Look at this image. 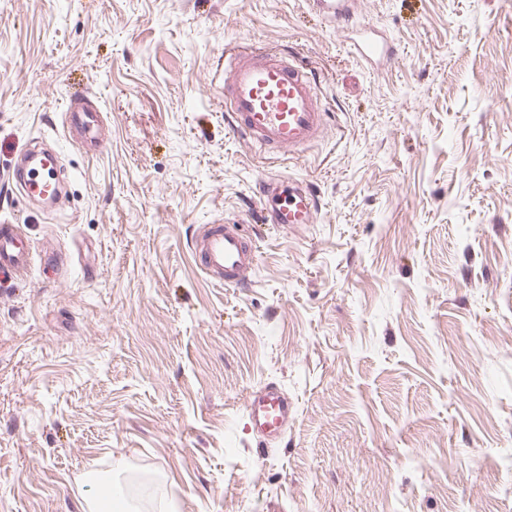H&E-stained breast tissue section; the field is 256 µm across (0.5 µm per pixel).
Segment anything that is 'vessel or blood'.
Wrapping results in <instances>:
<instances>
[{
  "mask_svg": "<svg viewBox=\"0 0 512 512\" xmlns=\"http://www.w3.org/2000/svg\"><path fill=\"white\" fill-rule=\"evenodd\" d=\"M312 8L335 24L337 31L348 27L356 0H309ZM365 62H390L395 45L377 34L373 25H362L353 43ZM224 105L231 114V130L252 147L273 155L299 154L321 141L328 130L329 116L319 103L313 75L298 65L291 54L269 47H251L226 53L224 63ZM63 131L66 138L97 140V111L69 103ZM35 152L27 147L25 161L14 169L11 180L26 197L56 194L58 167L39 171L27 165ZM263 223L313 224L317 221L318 197L303 180L266 177L256 188ZM196 255L202 271L215 283L241 288L256 263V255L241 221L204 225L196 241ZM33 255L19 226L0 223V273L24 280ZM249 422L262 438H280L293 419L294 407L278 387L268 385L252 391L245 400Z\"/></svg>",
  "mask_w": 512,
  "mask_h": 512,
  "instance_id": "1",
  "label": "vessel or blood"
}]
</instances>
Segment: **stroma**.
Returning a JSON list of instances; mask_svg holds the SVG:
<instances>
[{"instance_id": "1", "label": "stroma", "mask_w": 512, "mask_h": 512, "mask_svg": "<svg viewBox=\"0 0 512 512\" xmlns=\"http://www.w3.org/2000/svg\"><path fill=\"white\" fill-rule=\"evenodd\" d=\"M398 56L361 61L308 0H0V512H80L111 478L157 512H512V0H361ZM314 68L324 139L268 161L230 132L224 51ZM101 111L95 152L69 98ZM68 168L11 192L32 139ZM316 223H257L263 174ZM244 219L245 288L200 269ZM295 406L262 442L244 400ZM0 224V273H7L14 280H24L31 268L33 254L26 237L16 224H9L5 217Z\"/></svg>"}]
</instances>
